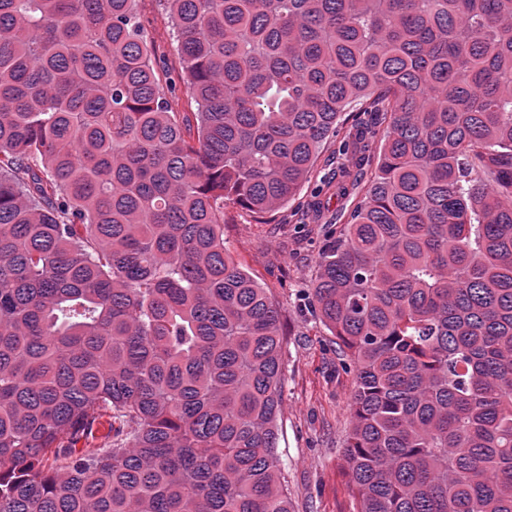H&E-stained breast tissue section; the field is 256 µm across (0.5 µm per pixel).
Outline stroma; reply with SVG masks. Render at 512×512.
<instances>
[{"label":"stroma","instance_id":"35a3bbf8","mask_svg":"<svg viewBox=\"0 0 512 512\" xmlns=\"http://www.w3.org/2000/svg\"><path fill=\"white\" fill-rule=\"evenodd\" d=\"M144 37L166 98L181 118L197 106L183 84V61L164 0H138ZM342 137L330 138L309 180L278 210L257 215L241 206L224 209V244L232 258L282 310L285 388L278 448L292 512H356L343 457L352 420L354 374L342 366L333 333L309 307L319 255L341 231L352 200L319 198L348 161Z\"/></svg>","mask_w":512,"mask_h":512}]
</instances>
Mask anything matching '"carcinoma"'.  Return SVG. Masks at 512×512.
I'll use <instances>...</instances> for the list:
<instances>
[{
    "label": "carcinoma",
    "instance_id": "obj_1",
    "mask_svg": "<svg viewBox=\"0 0 512 512\" xmlns=\"http://www.w3.org/2000/svg\"><path fill=\"white\" fill-rule=\"evenodd\" d=\"M0 0V512H291L281 310L224 248L388 121L313 314L359 512H512V0ZM109 416L95 448L76 444ZM137 16L142 26L144 37L155 49V64L160 85L166 98L174 101L180 119L188 118L191 137L195 136V120L192 112L197 106L183 84V61L179 51L176 33L168 20L163 0H138Z\"/></svg>",
    "mask_w": 512,
    "mask_h": 512
}]
</instances>
